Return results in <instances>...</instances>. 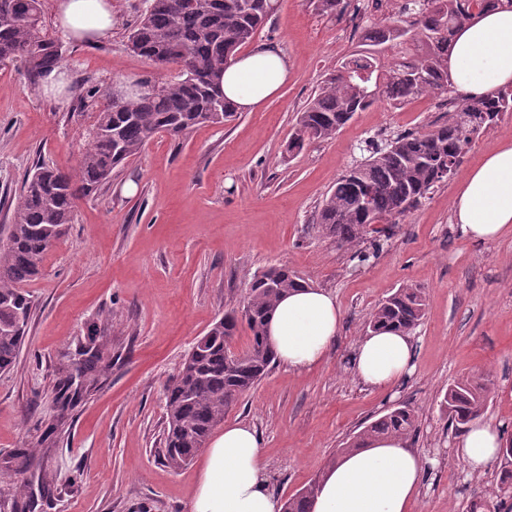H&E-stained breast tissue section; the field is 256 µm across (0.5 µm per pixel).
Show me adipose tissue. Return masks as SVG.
<instances>
[{
  "label": "adipose tissue",
  "instance_id": "obj_1",
  "mask_svg": "<svg viewBox=\"0 0 512 512\" xmlns=\"http://www.w3.org/2000/svg\"><path fill=\"white\" fill-rule=\"evenodd\" d=\"M112 0H56V26L69 40L96 44L112 37ZM448 68L457 93L483 96L512 87V9H488L455 34ZM287 56L258 47L230 64L221 88L238 109L253 111L274 97L288 79ZM458 232L475 243L512 233V140L502 141L468 173L453 198ZM341 311L327 290L290 291L273 310L267 336L278 362L305 373L323 364L335 346ZM411 334L370 331L350 360L353 375L374 389L390 388L411 371ZM503 445L497 424L474 419L457 437L455 455L470 472L491 468ZM426 474L422 457L400 437L380 438L339 456L325 470L310 512H411ZM269 485L259 431L225 424L206 448L186 512H282Z\"/></svg>",
  "mask_w": 512,
  "mask_h": 512
}]
</instances>
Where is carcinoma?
Segmentation results:
<instances>
[{
    "label": "carcinoma",
    "mask_w": 512,
    "mask_h": 512,
    "mask_svg": "<svg viewBox=\"0 0 512 512\" xmlns=\"http://www.w3.org/2000/svg\"><path fill=\"white\" fill-rule=\"evenodd\" d=\"M279 0H150L127 36V47L157 67L176 66L180 79L142 92L95 113L79 148L74 171L45 164L27 176L13 198L6 238L0 242V370L11 369L24 344L33 309L22 285L37 277L49 249L71 223L75 201L102 190L112 172L136 158L156 135L185 139L198 126L222 125L237 110L217 89L224 69L263 29ZM512 8V0H395L388 15L371 21L374 34L326 75L323 86L298 113L286 149L300 151L311 140H329L357 112L382 101L402 105L423 95L448 104L441 120L425 132H395L366 142L368 155L354 161L322 200L318 231L367 261L383 247L376 225L416 209L448 180L480 131L512 112V88L463 98L448 71L459 22L486 9ZM65 49L46 28L41 0H0V64L22 62L33 81L61 67ZM372 238H367V235ZM303 280L282 266L253 274L242 310L224 313L200 337L166 386V432L158 456L177 470L188 465L200 441L224 420L226 411L254 388L276 363L266 340L270 313ZM419 288L402 286L378 304L366 327L412 332L425 315ZM248 345L231 358L225 343L239 324ZM98 323L84 336L83 363L65 373L52 390L60 413L42 442L54 443L64 412L95 389L107 337ZM495 393L491 379L461 378L448 386L440 408L460 429L480 416ZM416 418L407 406L393 407L352 437L340 452L362 448L372 438H410ZM319 480L291 495L283 512H309Z\"/></svg>",
    "instance_id": "obj_1"
}]
</instances>
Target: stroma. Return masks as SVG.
Listing matches in <instances>:
<instances>
[{"mask_svg":"<svg viewBox=\"0 0 512 512\" xmlns=\"http://www.w3.org/2000/svg\"><path fill=\"white\" fill-rule=\"evenodd\" d=\"M115 2L119 21L109 41H64V102L31 84L23 65H0V199L18 191L37 162L76 167L88 124L80 94L94 90L88 109L95 112L113 81L176 79L177 70L126 47L145 0ZM349 21L321 14L316 0H280L255 38L288 56V81L275 97L184 140L156 135L104 189L77 199L65 236L23 286L34 302L28 334L14 368L0 372V470L14 454L35 453L26 478L37 512H185L199 465L175 471L158 458L165 386L225 310L242 307L252 275L272 265L329 290L342 313L322 366L295 374L274 365L224 416L261 432L276 495L288 498L321 477L355 432L401 404L418 417L409 447L430 461L414 512L490 503L512 512V498L499 491L501 464L469 474L440 410L454 380L490 375L496 393L484 416L512 437V235L475 244L452 226V200L469 169L512 140V112L475 138L450 179L391 225L378 257L350 259L315 229L323 197L364 140L425 131L440 114L426 98L401 108L379 103L334 139L285 153L298 112L359 43ZM405 284L427 298L413 334V370L391 389L368 388L350 371V356L376 305ZM100 320L108 368L54 444H44L57 413V369L76 368L77 341ZM45 479L47 498L39 495Z\"/></svg>","mask_w":512,"mask_h":512,"instance_id":"1","label":"stroma"}]
</instances>
